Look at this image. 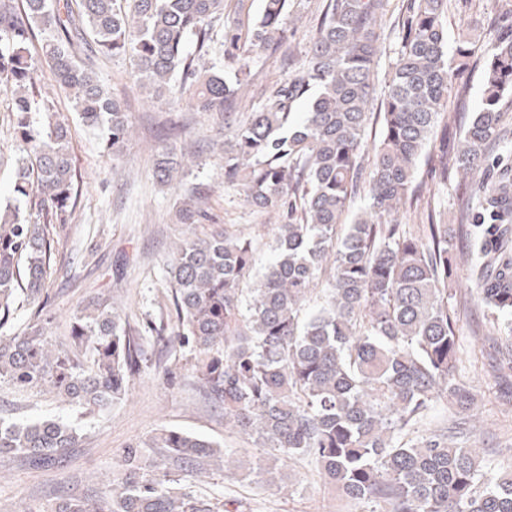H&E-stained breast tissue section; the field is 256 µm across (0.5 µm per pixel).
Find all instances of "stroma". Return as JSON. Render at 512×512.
Listing matches in <instances>:
<instances>
[{
  "instance_id": "1",
  "label": "stroma",
  "mask_w": 512,
  "mask_h": 512,
  "mask_svg": "<svg viewBox=\"0 0 512 512\" xmlns=\"http://www.w3.org/2000/svg\"><path fill=\"white\" fill-rule=\"evenodd\" d=\"M327 0H289L287 41L278 50L251 55L252 75L242 88L243 104L258 103L275 82L293 77L305 63L319 15ZM406 0H385L383 42L375 76V99H382L387 75L400 48L399 30L405 19ZM512 0H446L443 22L448 46L456 48L467 37L469 58L450 92L449 124L456 132L449 150H456L473 112L481 105L492 39L506 31L505 15ZM100 83L123 106L131 136L119 159L104 152L99 134L70 112L63 90L44 80L43 92L56 112L68 122L73 138V164L78 176L75 212L70 223L52 227L57 248L52 256L53 275L48 282V301L43 308L26 302L17 310L13 326L22 330L34 317L46 320L47 334L56 345H66L70 322L81 302L94 297L110 299L131 328L171 318L166 288V262L174 245L188 234L203 236L215 230L252 239L255 264L270 256L274 228L284 223L282 213L258 211L243 201L240 186L224 181L221 149L224 115L197 112L186 102L165 95L149 100L134 73L130 59L98 60ZM12 99L0 87V204L11 199L18 153L12 137ZM165 149L184 155L186 175L179 183L164 186L153 175L156 155ZM512 169V116L503 125L500 142L486 163L468 177L450 174L447 182L434 180L430 167L420 164L426 200L441 223L449 227L472 224L481 186L494 181L504 169ZM203 187L198 223L183 224L178 209L192 188ZM459 361L457 378L466 381L476 397L478 422L461 437L462 446L477 449L494 469L512 465V372L501 374L492 367V342L504 334L502 321L468 295L457 308ZM150 361L129 384L124 401L108 413L88 414L68 405L49 391L21 394L0 381V410L17 418L60 417L79 426L78 447L68 449L59 467L35 468L23 459L0 461V512H30L60 495L83 496L97 482L117 472L124 448L163 429L193 433L232 450L252 467L270 462L275 453L260 448L251 438L234 430L224 412L205 397L185 355L151 350ZM288 478L279 484L266 476H240L209 467L202 475H182L180 483L194 493L237 502L240 512H364V504L342 499L308 458L282 462Z\"/></svg>"
}]
</instances>
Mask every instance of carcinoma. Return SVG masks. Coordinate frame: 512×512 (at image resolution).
Here are the masks:
<instances>
[{
	"instance_id": "carcinoma-1",
	"label": "carcinoma",
	"mask_w": 512,
	"mask_h": 512,
	"mask_svg": "<svg viewBox=\"0 0 512 512\" xmlns=\"http://www.w3.org/2000/svg\"><path fill=\"white\" fill-rule=\"evenodd\" d=\"M444 2L409 0L380 102L383 137L365 180L384 0H329L307 64L243 120L233 109L251 70L238 51H275L286 42L288 0H264L251 29L224 35L232 79L196 67L186 52L193 43L198 55L209 54L213 30L224 25V0H0V85L11 91L13 133L24 152L13 192L29 203L26 214L8 203L0 216V329L19 293L33 303L47 293L50 227L68 223L75 206L70 130L42 96L36 64L47 67L72 111L100 130L115 157L128 136L125 112L76 57L127 56L149 97L174 91L197 112L224 113V182L241 186L251 206L287 218L277 225L272 259L247 290L251 240L228 233L183 240L167 266L174 325L148 326L154 342L189 350L205 396L240 433L284 458H311L343 496L370 512H512L511 469L486 471L476 449L454 443L446 428L407 438L432 403L443 399L463 411L474 404L470 388L454 377L457 289L448 284V225L423 224L413 233L392 220L425 193L419 163L469 55L460 45L448 58ZM302 100L307 110L296 120ZM507 104L512 33L490 43L482 106L451 159L448 125L441 127L445 145L428 156L434 177L446 182L450 169L481 167ZM35 112L42 114L38 124ZM182 170L173 153L157 155L158 183L172 184ZM362 184L367 205L346 224ZM199 194L184 199L182 223L198 221ZM477 208L476 292L491 313L512 317L509 172L479 191ZM327 271L324 305L301 319L303 302ZM70 338L69 350L53 346L38 319L0 336V379L19 391L49 388L91 413L112 409L146 362L151 338L100 298L73 316ZM79 440L78 428L61 419L0 415V459L49 466ZM149 448L163 454L154 458ZM210 462L235 459L215 442L163 429L125 449L121 472L93 495L58 497L34 512H238L171 477L174 468L196 474Z\"/></svg>"
}]
</instances>
